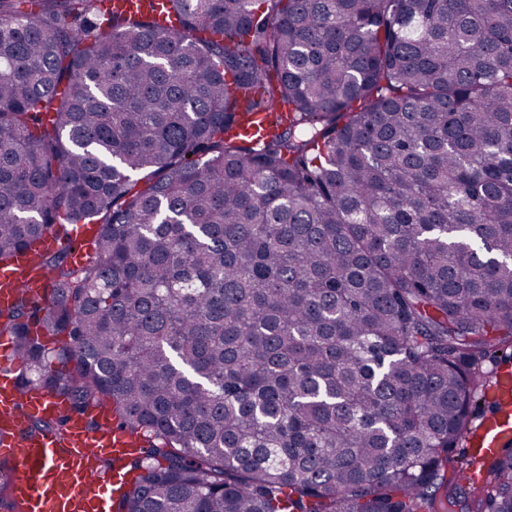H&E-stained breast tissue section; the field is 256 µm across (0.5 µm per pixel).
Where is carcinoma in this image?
<instances>
[{
	"label": "carcinoma",
	"instance_id": "cac0c4a2",
	"mask_svg": "<svg viewBox=\"0 0 512 512\" xmlns=\"http://www.w3.org/2000/svg\"><path fill=\"white\" fill-rule=\"evenodd\" d=\"M102 2L0 0L21 387L142 437L115 512H448L512 347V0ZM69 224L87 264L34 248ZM286 107H273L272 111L264 114L261 121L248 127L251 135L256 136L257 139H262L272 135L278 128V123L283 121L287 116ZM28 255H19L13 267L18 268V271L11 269H0V308L10 305L21 289H26L33 297H41L45 290V286L49 283V274L46 270L32 269L28 272H21L29 267Z\"/></svg>",
	"mask_w": 512,
	"mask_h": 512
}]
</instances>
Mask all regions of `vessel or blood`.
<instances>
[{"mask_svg":"<svg viewBox=\"0 0 512 512\" xmlns=\"http://www.w3.org/2000/svg\"><path fill=\"white\" fill-rule=\"evenodd\" d=\"M286 116V108L274 107L249 132L268 137ZM48 282L46 270L29 268L27 255H19L13 268L0 269V308L23 289L42 296ZM15 373L12 366H0V459L13 468L10 496L18 512H112V493L125 477L111 462L137 447V437L117 429L106 411L97 414L92 426L78 415L64 433H28L30 420L58 417L65 403L21 393ZM482 400L489 410L466 442L465 479L472 486L483 484L493 457L512 446L511 366H494Z\"/></svg>","mask_w":512,"mask_h":512,"instance_id":"vessel-or-blood-1","label":"vessel or blood"}]
</instances>
